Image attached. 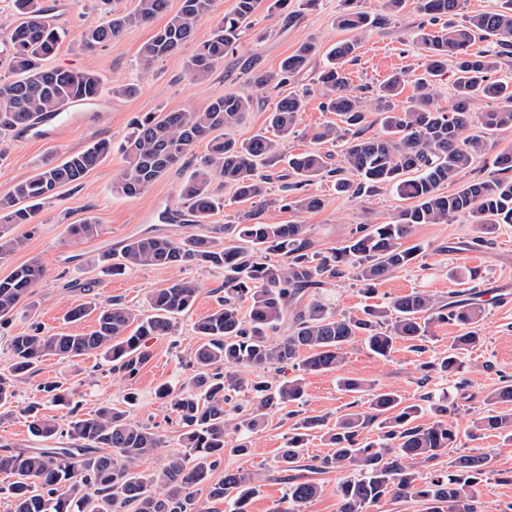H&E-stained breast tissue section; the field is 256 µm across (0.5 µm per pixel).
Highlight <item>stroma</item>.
Listing matches in <instances>:
<instances>
[{
  "label": "stroma",
  "instance_id": "stroma-1",
  "mask_svg": "<svg viewBox=\"0 0 512 512\" xmlns=\"http://www.w3.org/2000/svg\"><path fill=\"white\" fill-rule=\"evenodd\" d=\"M46 2L53 6L57 23L66 31L49 61L50 66L95 70L102 80L103 101L99 108L105 116L75 124L51 141L23 135L0 140V196L7 195L18 182L33 175L42 163L62 160L97 139H109L117 147L132 119L148 112L197 111L215 97L250 93L255 106L245 122L234 128L233 135L246 139L267 129L268 116L281 93L277 90L253 92L244 68L254 59L260 69L277 70L285 57L310 40L318 42L322 52L293 85L294 90L304 93L305 103L297 114L294 135L280 142L279 150L288 155L315 147L340 157L339 145L314 144L311 134L336 119L335 114L322 111L320 107L322 96L316 77L325 61V52L353 37L336 26L343 0H319L313 8L306 7L303 0H290L287 12L260 11L239 45L203 79L187 75L185 64L198 46L210 38L215 26L210 15L197 22L191 40L174 55L156 62L147 72L140 64L142 45L178 11L181 0H169L166 13L156 16L150 24L130 28L119 40L92 50L85 48L83 36L101 18L97 0ZM416 5L417 0H407L399 16L353 37L358 49L354 60L346 66L351 88L374 90L389 76L399 73L405 77L399 102L409 103L414 93L413 81L422 73L424 63L422 52L413 41L420 21ZM121 83L138 84L137 94L113 96V85ZM123 165L121 153L115 150L79 184L62 188L58 197L45 202L34 223L12 225V234L23 237L24 246L0 260V278L33 260L43 264L45 276L33 289L30 307L0 328V370L9 362L11 337L31 332L34 326H41L49 333L90 332L93 320L71 324L63 320L66 311L76 303L118 299L143 310L153 290L180 279L198 283L197 299L191 311L180 317L170 335L147 339L145 347L149 358L134 379L112 373L108 363L98 356L69 361L53 357L43 360L36 373L19 384L14 402L0 408V443L35 446L36 440L28 431L24 412L25 406L33 401L42 402V413L47 418L59 426L67 425L73 415L68 407L44 401L39 390L41 384L56 382L77 402L79 417H92L106 401L122 403L129 420L162 434L164 447L144 462L145 468L158 470L167 464L170 455L181 452L183 446L176 415L168 400L158 397L157 390L163 385L179 387L190 374L198 342L193 324L216 306L224 272L201 267H142L113 277L102 273L97 261L102 254L120 251L127 241L143 234L178 239L201 233L207 226L216 228L240 223L252 205L236 200L232 188L227 186L219 191L224 207L210 218L208 225L187 219L164 221L155 218V211L167 206L180 211L185 208L179 187L189 173L188 168L171 170L138 197L126 198L112 191V177ZM308 190L323 195L327 201L325 208L308 213L284 208L280 202L281 184L277 181L269 184L259 206L265 223L306 225L311 250L321 256L341 246L356 225L390 222L402 205L395 192L386 187L361 198L336 194L326 181L314 182ZM87 216L97 220L101 233L84 240L69 236L68 225ZM471 234V225L462 216L451 218L445 224L418 225L411 241L425 248L420 266L392 273L371 299L362 293L360 283L351 276L333 279L325 299L335 310L353 314L367 302L379 304L414 291L433 294L443 302L460 290L485 295V314L479 326L481 342L463 357L467 385L457 396L450 416L459 431L458 442L449 452L426 464L424 470L428 473L444 471L459 454L482 453L488 464L478 487L481 512H512V443L491 432L477 439L469 436L473 418L484 407L485 394L496 386L501 376L512 375V304L503 306L491 297L495 291L512 297V226H499L492 236V245L482 249L465 248L464 243ZM473 269L478 272L474 280L469 277ZM462 332L460 325L440 323L432 327L419 351L401 342L390 358L383 359L358 342L348 346L339 371L303 375L298 369L287 367L277 372L276 378L280 381L303 377V399L293 404L291 413H270L265 424L249 436L251 453L246 456L225 454L220 469L213 475L214 480H222L225 471L238 468L259 472L261 481L248 504V512H282L287 506L288 485L280 479V457L287 446L293 419L313 415L332 419L347 410L351 396L339 388L338 380L342 377L361 378L373 383L376 389L396 391L408 404L418 402L422 394L431 390H453L454 378L425 376L422 366L432 357L451 351Z\"/></svg>",
  "mask_w": 512,
  "mask_h": 512
}]
</instances>
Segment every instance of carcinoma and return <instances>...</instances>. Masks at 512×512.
Listing matches in <instances>:
<instances>
[{
  "label": "carcinoma",
  "instance_id": "cac0c4a2",
  "mask_svg": "<svg viewBox=\"0 0 512 512\" xmlns=\"http://www.w3.org/2000/svg\"><path fill=\"white\" fill-rule=\"evenodd\" d=\"M107 5L96 26L84 33L88 47L108 43L136 26L146 25L164 12L168 0H139L125 12L118 0ZM263 0H235L232 10L214 27L188 61L194 78L207 76L224 55L233 50ZM216 0H182L180 9L140 49L142 68L175 54L193 35L197 21L215 9ZM463 0H419L422 22L414 40L424 51L425 73L414 80V96L407 106L395 104L404 79L395 76L374 96L352 94L344 65L351 61L357 41L336 44L329 63L316 82L322 91V108L338 117L312 134L317 143L343 144V165L333 166L330 155L316 149L296 153L288 169L270 172L278 159V142L294 134L296 113L304 97L296 92L282 96L270 113L271 139L263 133L240 141L224 134L243 123L254 105L250 96L226 94L194 112L149 113L132 123L121 151L125 165L112 180V192L127 198L140 195L175 167L195 160V169L180 194L191 222L206 224L222 202L215 184L230 185L236 198H262L272 179L281 181L283 207L297 212L317 211L325 200L318 194H300L317 179H334L338 194L361 197L381 187L393 189L408 202L387 224L359 226L343 246L318 257L309 252L303 224H266L259 210H250L241 224H226L208 234L189 235L178 241L160 236L130 239L120 253H106L100 263L112 274L128 269L177 265L224 269V297L209 314L194 324L200 344L194 354L193 374L178 390L162 386L159 396L170 399L182 428V442L189 452L170 457L159 472L140 469V462L163 444L152 428L131 422L118 405L103 403L90 418H73L67 428L38 414L33 403L23 409L32 434L47 443L43 448L0 444V473L14 477L8 485L11 512H207L209 502L229 499L235 512H247L256 493L258 473L237 469L224 472L215 482L213 472L224 460L226 432L247 434L264 424L274 409H285L304 395L301 378L285 382L254 381L247 371L280 369L288 364L305 373L337 371L349 344L362 342L373 354L388 358L401 341L422 342L433 325L455 322L467 328L457 337L454 351L424 365L428 374L456 376L463 368L462 355L480 340L477 330L484 306L465 297L442 304L426 292H411L384 304L368 305L356 315L332 311L319 299L327 282L346 268L354 270L365 293L373 294L389 274L414 267L422 255L420 244L405 247L419 224H446L448 219H470V247L490 243L499 224H512V148L500 150L494 170L486 178L461 184L445 194L442 187L458 181L475 160L492 147L490 137L512 128V83L496 77L499 60L512 55V0L464 17L458 14ZM405 0H383L382 12L358 8L357 0H344L336 25L355 33L384 24L401 14ZM18 20L0 26L1 63L9 76L0 78V137L20 132L49 113L61 112L74 101H95L101 81L91 69L50 68L46 60L57 51L64 30L55 23L44 0H14ZM477 41H490L493 49L471 52ZM319 52L314 41L301 44L284 58L276 71L250 64L249 83L257 90L277 89L296 79ZM453 58L457 70L453 103L438 107L433 78ZM495 106L480 113L482 134L465 135L473 122L474 104L481 100ZM382 115L385 134L366 137L369 112ZM206 152L196 155V147ZM112 153L105 139L68 155L61 162L45 163L29 178L0 197V224H31L36 208L57 196L58 190L79 183ZM100 224L87 216L68 228L69 235L89 239ZM23 239L0 232V258L22 248ZM42 263L32 261L0 279V326L8 324L23 307L31 289L44 277ZM198 285L177 280L155 289L148 297L150 313L143 314L119 300L107 305L95 301L70 308V323L94 316L88 333L48 334L36 327L10 339L11 364L0 373V405L16 395L17 383L44 358L60 360L100 355L110 369L133 379L148 359L144 341L167 336L178 316L194 305ZM248 304L247 315L240 303ZM342 390L352 394L349 410L327 426L325 416H306L291 427L283 450V470L339 474L336 495L339 512H369L386 500L413 498L427 504V512H476L477 486L485 474L487 457L463 454L446 473L423 475L419 464L435 460L456 444L459 433L444 420L450 396L425 393L417 404H406L395 391H376L363 379L344 378ZM252 392L250 412L233 421L224 405L231 393ZM368 403L367 410L359 405ZM512 403V376H501L498 386L485 396L484 409L472 421L470 436L495 432L512 441V412L501 406ZM429 412L437 419L421 426L418 416ZM378 423V438L362 437L366 425ZM326 438L330 452L322 457L304 454L311 436ZM322 492L310 479L288 482V507L282 512H303Z\"/></svg>",
  "mask_w": 512,
  "mask_h": 512
}]
</instances>
